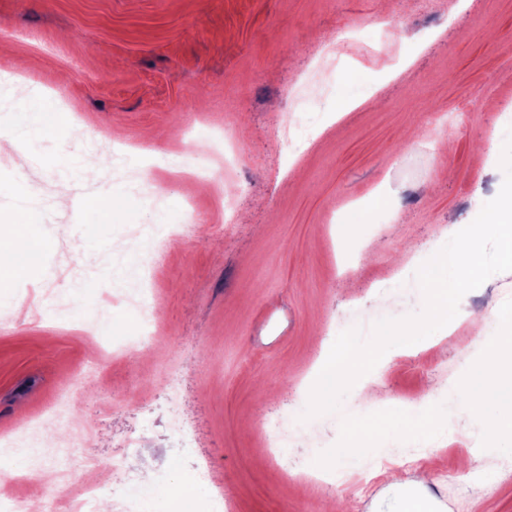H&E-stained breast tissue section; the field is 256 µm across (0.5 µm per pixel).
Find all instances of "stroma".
<instances>
[{"label":"stroma","instance_id":"obj_1","mask_svg":"<svg viewBox=\"0 0 512 512\" xmlns=\"http://www.w3.org/2000/svg\"><path fill=\"white\" fill-rule=\"evenodd\" d=\"M0 69L28 82L0 115V133L26 145L0 155V228L20 225L38 246L0 281V435L57 401L71 408L39 465L0 447V491L63 512L71 435L96 460L68 471L74 488L107 478L142 429L150 444L128 463L149 489L143 510L169 512L173 489L196 487L153 375L171 361L184 427L228 512H381L387 467L364 489L336 478L339 426L390 420L396 432L369 436L368 460L428 479L448 512H512L500 440L456 420L461 365L512 324V274L468 289L482 334L464 323L384 369L366 363L381 407L343 390L312 415L294 388L343 337L427 322L421 247L480 223L512 187V167L477 152L512 138V0L459 13L448 0H0ZM40 97L64 135L42 131ZM107 136L128 145L125 174L109 179L86 162ZM64 196L73 206H58ZM103 197L126 206L108 224L90 206ZM356 203L363 220L348 234ZM130 239L153 254L148 275L105 266L110 244ZM137 283L162 313L154 339L117 359L113 347L141 333L123 298ZM433 392L423 438L404 401Z\"/></svg>","mask_w":512,"mask_h":512}]
</instances>
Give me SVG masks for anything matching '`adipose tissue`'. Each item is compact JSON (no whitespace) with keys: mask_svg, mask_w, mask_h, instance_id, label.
<instances>
[{"mask_svg":"<svg viewBox=\"0 0 512 512\" xmlns=\"http://www.w3.org/2000/svg\"><path fill=\"white\" fill-rule=\"evenodd\" d=\"M447 247L431 251L421 271L425 282L426 309L431 324L427 327L381 322L364 346L344 341L340 352L324 357L321 385L308 398L310 412L329 407L337 391L348 387L366 406L382 403L380 383L355 382L353 375L367 358L370 347L392 354H410L446 339L471 315L460 309L463 289L486 278L491 272L512 273V189L500 192L486 208L481 223L466 229L449 228ZM466 400L457 408L462 422L478 419L485 435L512 433L506 415H512V336L498 344L487 358L465 362ZM394 506L391 512H442L429 494L426 481L405 478L398 470L389 474Z\"/></svg>","mask_w":512,"mask_h":512,"instance_id":"ef3b65f1","label":"adipose tissue"}]
</instances>
